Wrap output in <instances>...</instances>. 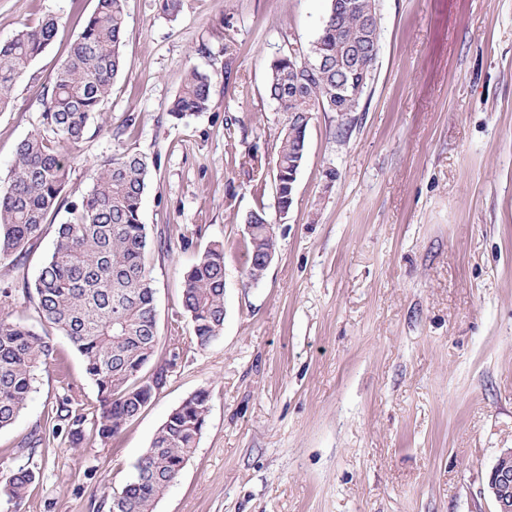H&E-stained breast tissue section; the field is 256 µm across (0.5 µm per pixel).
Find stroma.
Segmentation results:
<instances>
[{"instance_id":"obj_1","label":"stroma","mask_w":512,"mask_h":512,"mask_svg":"<svg viewBox=\"0 0 512 512\" xmlns=\"http://www.w3.org/2000/svg\"><path fill=\"white\" fill-rule=\"evenodd\" d=\"M327 6L184 0L171 17L158 0H126L124 70L102 125L74 150L63 196L76 200L115 152L153 160L141 221L156 358L172 366L111 442L75 445L62 431L31 457L17 445L50 427L64 383L96 399L82 357L58 339L56 361L0 430V463L39 473L23 512H97L172 410L202 390L206 423L154 512H495L488 475L512 448V0H377L372 79L356 111L314 113L282 217L274 157L285 115L266 93L268 64L309 48ZM96 7L0 0V43L58 24L0 112V184ZM191 67L210 76V105L178 120L169 108ZM261 208L277 247L254 285L241 240ZM68 218L49 216L20 267L0 263V315L39 327L22 283ZM214 241L224 244V330L201 348L182 285Z\"/></svg>"}]
</instances>
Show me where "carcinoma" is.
Here are the masks:
<instances>
[{
  "label": "carcinoma",
  "mask_w": 512,
  "mask_h": 512,
  "mask_svg": "<svg viewBox=\"0 0 512 512\" xmlns=\"http://www.w3.org/2000/svg\"><path fill=\"white\" fill-rule=\"evenodd\" d=\"M347 0H329L317 39L302 63L288 55L271 61L267 90L278 110H299L293 98L301 85L307 102L323 110L354 112L362 94L349 92L328 102L327 88H354L360 75L336 66V54L347 46L365 45L370 32L359 9ZM57 22L48 19L26 26L0 44V111L11 102L17 80L53 41ZM126 33L125 0H98L97 8L70 42L67 59L43 94L42 130L22 140L6 184L0 186V261L16 266L38 238L51 211L59 204L69 173V149L89 126L102 119L104 102L123 68ZM209 75L196 68L186 72L170 114L181 120L208 110ZM308 126L285 125L275 158L277 207H288V173L296 172L298 150L306 149ZM154 162L127 151L97 166L92 184L69 203L67 222L59 225L48 258L33 285L42 321L83 357L85 375L97 389L95 403L85 401L75 386L65 393L50 420L52 433L68 428L73 442L90 438L107 443L150 402L166 381L167 368L150 374L146 366L157 346L155 291L146 254L149 240L140 210ZM243 232L246 277L259 282L267 267L264 257L276 250L267 234L270 223L263 209L251 212ZM224 244L208 245L188 269L182 308L190 319L193 339L209 345L224 329ZM54 339L31 327L0 316V429L11 426L33 390L39 369L54 360ZM209 394L199 391L174 409L135 465L134 477L101 501L107 512H154L155 504L177 480L201 434L209 411ZM36 480L30 466L0 472V498L15 512Z\"/></svg>",
  "instance_id": "carcinoma-1"
}]
</instances>
